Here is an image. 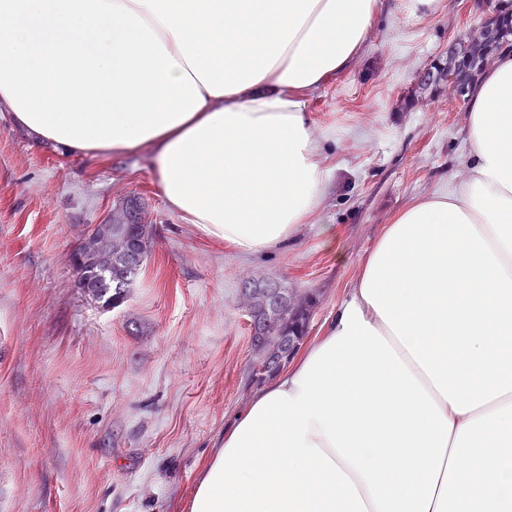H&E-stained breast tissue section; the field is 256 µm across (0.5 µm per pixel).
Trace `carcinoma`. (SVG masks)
Masks as SVG:
<instances>
[{
	"mask_svg": "<svg viewBox=\"0 0 512 512\" xmlns=\"http://www.w3.org/2000/svg\"><path fill=\"white\" fill-rule=\"evenodd\" d=\"M494 27L499 33L494 42L485 41L484 32H479L473 36L470 44L459 48L461 60L459 66L451 68L435 64L430 67L424 79L421 80V85L441 82L451 75L459 83L462 93H468L481 69L498 52L512 49V0H498ZM122 229L133 252L148 251L152 239V232L148 225L124 224ZM124 261L123 254L114 252L112 261L99 262L96 271L92 272L91 278L96 287L90 296L97 302L116 306L124 301L126 289H117L111 282V278L118 276V268L124 264ZM278 287L283 297L276 304L268 302L262 288L255 289L254 294L249 298L251 347L255 353L267 357L288 355V337L302 338L306 336L308 320L312 309L317 304L316 298L308 295L304 303L292 305L290 304L291 298L288 296V288L281 283L278 284Z\"/></svg>",
	"mask_w": 512,
	"mask_h": 512,
	"instance_id": "carcinoma-1",
	"label": "carcinoma"
}]
</instances>
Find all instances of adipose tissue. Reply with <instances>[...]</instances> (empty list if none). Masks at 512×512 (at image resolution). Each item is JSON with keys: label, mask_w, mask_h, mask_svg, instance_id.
<instances>
[{"label": "adipose tissue", "mask_w": 512, "mask_h": 512, "mask_svg": "<svg viewBox=\"0 0 512 512\" xmlns=\"http://www.w3.org/2000/svg\"><path fill=\"white\" fill-rule=\"evenodd\" d=\"M379 10L0 0V110L40 147L149 150L183 223L266 253L331 180L305 95ZM467 112V179L381 227L320 334L225 428L188 512H512V55Z\"/></svg>", "instance_id": "adipose-tissue-1"}]
</instances>
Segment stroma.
I'll list each match as a JSON object with an SVG mask.
<instances>
[{"instance_id": "obj_1", "label": "stroma", "mask_w": 512, "mask_h": 512, "mask_svg": "<svg viewBox=\"0 0 512 512\" xmlns=\"http://www.w3.org/2000/svg\"><path fill=\"white\" fill-rule=\"evenodd\" d=\"M438 0L416 18L382 0L352 68L307 94L333 175L297 237L243 257L182 223L147 153L34 146L0 112V512H186L203 462L260 382L244 279L315 294L309 335L348 295L381 226L468 174L467 103L418 75L492 16ZM138 198L153 240L120 306L75 286L85 228Z\"/></svg>"}]
</instances>
